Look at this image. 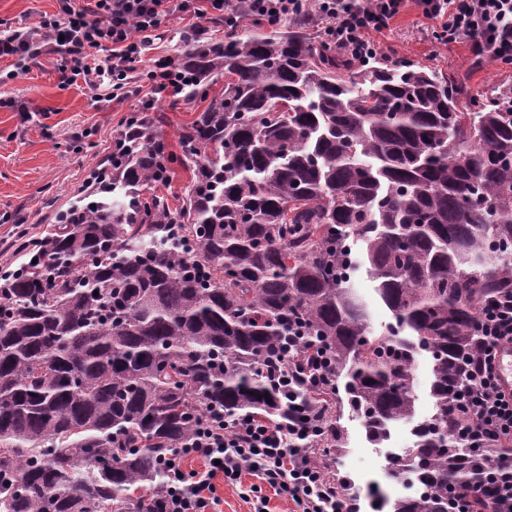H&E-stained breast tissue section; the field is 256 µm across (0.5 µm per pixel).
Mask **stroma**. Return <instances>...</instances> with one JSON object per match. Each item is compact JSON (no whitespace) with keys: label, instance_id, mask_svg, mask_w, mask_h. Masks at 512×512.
<instances>
[{"label":"stroma","instance_id":"obj_1","mask_svg":"<svg viewBox=\"0 0 512 512\" xmlns=\"http://www.w3.org/2000/svg\"><path fill=\"white\" fill-rule=\"evenodd\" d=\"M58 9L57 0H0V29L20 21L35 24ZM436 31L433 22L410 7L374 41L391 62L409 61L465 78L471 94L512 87V63L488 58L474 64L467 43H445ZM10 69L9 61L0 62V97L15 102L14 108L0 109V276L22 260L15 242L18 231L37 240L57 210L92 200L94 170L110 158L114 138L133 107L129 100H99L96 90L82 84L60 86L49 60L14 78ZM139 86L141 96H153L165 112L162 135L171 151H179L177 130L192 122L205 102L153 94L144 80ZM330 413L343 431V442L326 460L328 474L358 491V512H373V489L392 498L404 495L402 483L384 479L386 445L366 439L360 418L348 406L332 407Z\"/></svg>","mask_w":512,"mask_h":512}]
</instances>
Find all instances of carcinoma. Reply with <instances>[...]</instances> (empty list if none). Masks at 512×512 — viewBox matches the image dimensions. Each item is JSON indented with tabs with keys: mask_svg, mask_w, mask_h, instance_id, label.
Instances as JSON below:
<instances>
[{
	"mask_svg": "<svg viewBox=\"0 0 512 512\" xmlns=\"http://www.w3.org/2000/svg\"><path fill=\"white\" fill-rule=\"evenodd\" d=\"M253 17L213 42L182 37L171 75L189 100L224 93L182 128L165 113L119 130L98 198L55 214L0 277V512H162L159 455L209 415L288 419L267 363L320 353L380 444L415 412L431 366V417L407 468L426 492L387 512H449L448 490L484 481L459 445L454 394L482 344L481 312L512 290V88L469 96L465 80L377 52L352 60ZM192 171L176 207L157 187ZM395 326L380 334L351 278L352 243ZM37 263H32V260Z\"/></svg>",
	"mask_w": 512,
	"mask_h": 512,
	"instance_id": "1",
	"label": "carcinoma"
}]
</instances>
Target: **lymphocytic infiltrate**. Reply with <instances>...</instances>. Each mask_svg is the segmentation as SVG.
Returning <instances> with one entry per match:
<instances>
[{
    "instance_id": "1",
    "label": "lymphocytic infiltrate",
    "mask_w": 512,
    "mask_h": 512,
    "mask_svg": "<svg viewBox=\"0 0 512 512\" xmlns=\"http://www.w3.org/2000/svg\"><path fill=\"white\" fill-rule=\"evenodd\" d=\"M327 19L325 34L359 56L375 50L371 36L389 30L407 5L437 22L444 41L468 42L472 51L512 61V0H314ZM193 18L204 31L216 17L236 24L230 0H59L56 14L42 16L38 26H19L0 34V60L28 71L40 58H51L61 86L79 83L108 86V100L134 81L136 65L155 33L171 16ZM106 49L105 57L94 48ZM478 330L485 349L471 371L467 387L455 397L465 420L458 439L465 448L484 450L512 444V391H505L496 365L499 349L512 344V293L484 310ZM329 408L294 404L288 421L275 424L243 416L226 421L211 416L194 441L163 455L164 512H212L218 503L217 482L235 486L252 477L248 498L253 512H267L271 496L291 502V512H354V506L331 480L316 457L326 437ZM194 458L201 469L185 472Z\"/></svg>"
}]
</instances>
